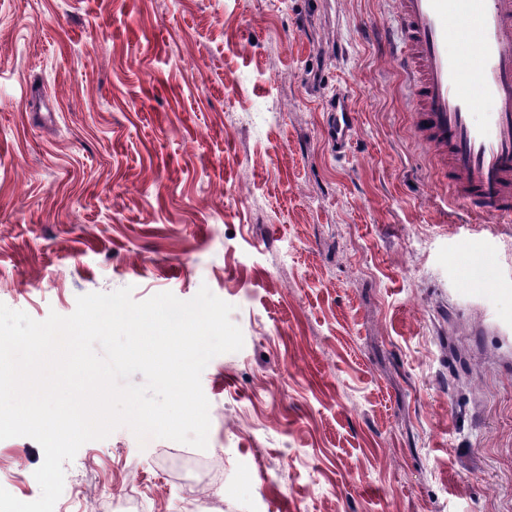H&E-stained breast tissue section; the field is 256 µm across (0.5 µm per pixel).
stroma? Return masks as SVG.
Instances as JSON below:
<instances>
[{
	"mask_svg": "<svg viewBox=\"0 0 512 512\" xmlns=\"http://www.w3.org/2000/svg\"><path fill=\"white\" fill-rule=\"evenodd\" d=\"M395 3L0 0V302L42 321L205 286L244 338L201 376L218 486L121 427L65 463L54 512L131 480L145 512H512V223L439 187L370 24ZM43 459L0 440L19 500ZM328 115V135L336 147L348 142L356 132L357 122L348 97L337 91L326 101Z\"/></svg>",
	"mask_w": 512,
	"mask_h": 512,
	"instance_id": "stroma-1",
	"label": "stroma"
}]
</instances>
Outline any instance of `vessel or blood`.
<instances>
[{
  "mask_svg": "<svg viewBox=\"0 0 512 512\" xmlns=\"http://www.w3.org/2000/svg\"><path fill=\"white\" fill-rule=\"evenodd\" d=\"M399 70L442 185L467 212L512 220V0H399ZM328 135L357 127L345 94L326 102Z\"/></svg>",
  "mask_w": 512,
  "mask_h": 512,
  "instance_id": "vessel-or-blood-1",
  "label": "vessel or blood"
}]
</instances>
